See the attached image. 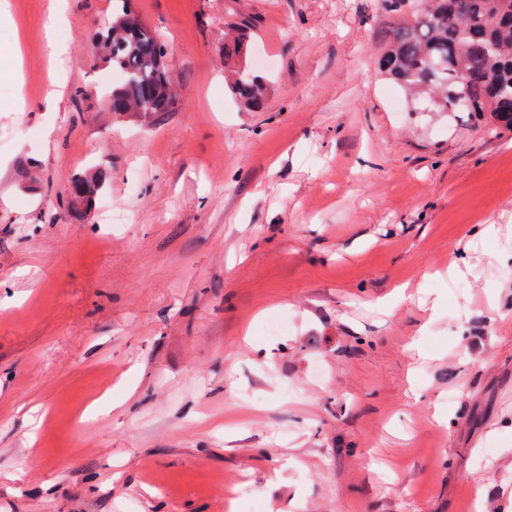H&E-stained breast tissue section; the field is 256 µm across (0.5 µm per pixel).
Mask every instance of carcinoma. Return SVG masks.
<instances>
[{
    "label": "carcinoma",
    "instance_id": "1",
    "mask_svg": "<svg viewBox=\"0 0 512 512\" xmlns=\"http://www.w3.org/2000/svg\"><path fill=\"white\" fill-rule=\"evenodd\" d=\"M131 0H112L107 62L123 75L112 89V113L151 124L171 106L172 77L159 36L132 13ZM405 19L384 43L378 69L434 112L488 113L512 125V0H378ZM232 91L249 108L261 106L264 84L243 74ZM107 173L80 175L66 205L87 217Z\"/></svg>",
    "mask_w": 512,
    "mask_h": 512
}]
</instances>
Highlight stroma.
I'll return each instance as SVG.
<instances>
[{
    "label": "stroma",
    "mask_w": 512,
    "mask_h": 512,
    "mask_svg": "<svg viewBox=\"0 0 512 512\" xmlns=\"http://www.w3.org/2000/svg\"><path fill=\"white\" fill-rule=\"evenodd\" d=\"M376 3L133 0L144 126L112 0H0V512H512V130L381 79ZM131 0L112 1V25L107 36V62L123 75L112 89V113L151 124L172 104V77L164 66L166 48L159 36L132 13ZM232 91L249 108H259L264 97V84L259 76L243 74L232 84ZM108 179L107 173L103 171L92 176L76 177L72 182L71 197L66 201V205L79 210L83 218L89 216L94 211L97 197Z\"/></svg>",
    "instance_id": "stroma-1"
}]
</instances>
